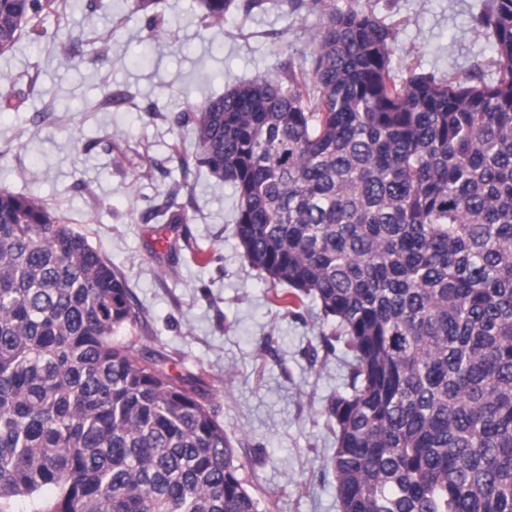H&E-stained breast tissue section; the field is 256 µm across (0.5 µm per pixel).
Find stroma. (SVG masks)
I'll use <instances>...</instances> for the list:
<instances>
[{"mask_svg": "<svg viewBox=\"0 0 512 512\" xmlns=\"http://www.w3.org/2000/svg\"><path fill=\"white\" fill-rule=\"evenodd\" d=\"M350 2L391 29L397 79H496L495 43L474 23L488 0H336ZM156 13L157 38L128 0H62L47 37L24 31L0 57L12 76L0 82V189L64 215L121 274L143 321L132 341L201 379L253 496L270 512H341L326 407L346 390L344 346H324L315 302L287 311L245 261L233 186L199 165L174 121L308 54L321 17L304 0H260L220 27L202 22L196 0H159ZM55 30L73 37L70 56ZM168 205L187 223H167Z\"/></svg>", "mask_w": 512, "mask_h": 512, "instance_id": "stroma-1", "label": "stroma"}]
</instances>
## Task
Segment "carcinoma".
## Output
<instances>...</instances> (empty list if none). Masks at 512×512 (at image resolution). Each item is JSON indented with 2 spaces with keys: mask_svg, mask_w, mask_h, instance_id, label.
Segmentation results:
<instances>
[{
  "mask_svg": "<svg viewBox=\"0 0 512 512\" xmlns=\"http://www.w3.org/2000/svg\"><path fill=\"white\" fill-rule=\"evenodd\" d=\"M234 0H198L224 25ZM58 0H0V55ZM290 56L191 112L238 196L243 257L319 305L350 355L331 397L342 512H512V0L477 17L487 83L393 74L374 15L310 0ZM124 279L66 219L0 190V512H269L197 378L124 336Z\"/></svg>",
  "mask_w": 512,
  "mask_h": 512,
  "instance_id": "carcinoma-1",
  "label": "carcinoma"
}]
</instances>
